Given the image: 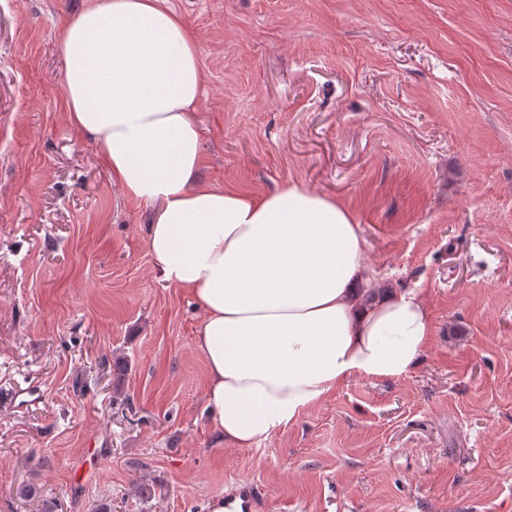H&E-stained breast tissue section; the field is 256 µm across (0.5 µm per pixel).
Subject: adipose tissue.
<instances>
[{
    "label": "adipose tissue",
    "mask_w": 512,
    "mask_h": 512,
    "mask_svg": "<svg viewBox=\"0 0 512 512\" xmlns=\"http://www.w3.org/2000/svg\"><path fill=\"white\" fill-rule=\"evenodd\" d=\"M59 52L71 126L151 207L154 270L204 312L205 408L226 447H261L351 380L415 368L428 308L416 289L377 288L350 210L295 183L249 195L199 181L204 75L165 0H92Z\"/></svg>",
    "instance_id": "adipose-tissue-1"
}]
</instances>
